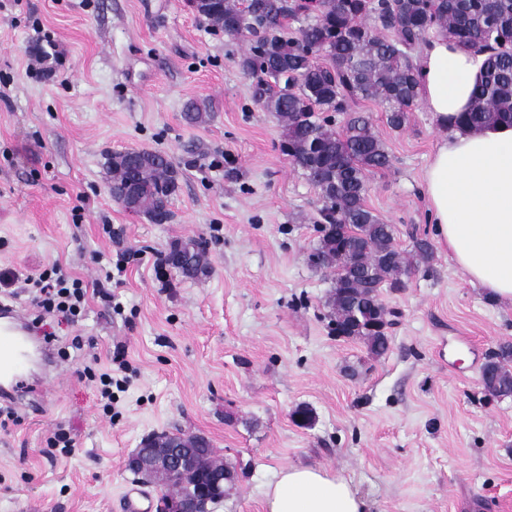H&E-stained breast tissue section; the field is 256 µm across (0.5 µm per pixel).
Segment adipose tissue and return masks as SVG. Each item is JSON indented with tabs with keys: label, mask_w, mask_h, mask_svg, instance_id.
<instances>
[{
	"label": "adipose tissue",
	"mask_w": 512,
	"mask_h": 512,
	"mask_svg": "<svg viewBox=\"0 0 512 512\" xmlns=\"http://www.w3.org/2000/svg\"><path fill=\"white\" fill-rule=\"evenodd\" d=\"M482 54L438 35L419 57L423 103L448 136L423 174L436 239L468 275L512 304V126H457L470 111L482 74ZM263 512H369L351 481L324 467L285 466L269 484Z\"/></svg>",
	"instance_id": "1"
}]
</instances>
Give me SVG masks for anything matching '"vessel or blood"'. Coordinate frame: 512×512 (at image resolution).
Returning <instances> with one entry per match:
<instances>
[{
	"instance_id": "1",
	"label": "vessel or blood",
	"mask_w": 512,
	"mask_h": 512,
	"mask_svg": "<svg viewBox=\"0 0 512 512\" xmlns=\"http://www.w3.org/2000/svg\"><path fill=\"white\" fill-rule=\"evenodd\" d=\"M24 318L16 309L0 311V399L21 395L28 340L23 336Z\"/></svg>"
}]
</instances>
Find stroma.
<instances>
[{
    "label": "stroma",
    "mask_w": 512,
    "mask_h": 512,
    "mask_svg": "<svg viewBox=\"0 0 512 512\" xmlns=\"http://www.w3.org/2000/svg\"><path fill=\"white\" fill-rule=\"evenodd\" d=\"M49 39L60 55L46 78L37 57ZM244 48L189 0H0V271L23 278L58 258L90 282V253L125 257L119 311L96 301L52 329L91 337L101 355L124 345L129 377L109 419L79 360L62 362L57 382L47 366L29 372L39 388L21 425L0 433V512H126L130 491L153 504L124 461L144 436L176 430L207 436L236 468L213 512H263L275 471L308 463L352 480L372 512H512V398L480 382L512 342V305L438 246L404 287L382 290L397 314L385 355L336 336L334 272L308 261L317 191L254 103ZM191 100L202 122L185 121ZM351 108L391 157L367 204L411 250L434 236L422 173L445 132L419 103L400 129L376 102ZM130 149L172 157L170 223L113 199L106 158ZM189 238L207 242L208 273L157 278ZM59 428L75 442L66 458L46 443Z\"/></svg>",
    "instance_id": "obj_1"
}]
</instances>
